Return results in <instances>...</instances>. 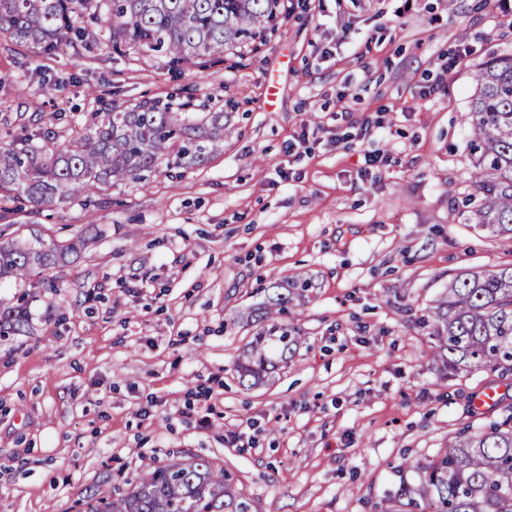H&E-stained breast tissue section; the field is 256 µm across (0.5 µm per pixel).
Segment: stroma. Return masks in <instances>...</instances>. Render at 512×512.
<instances>
[{
  "label": "stroma",
  "instance_id": "35a3bbf8",
  "mask_svg": "<svg viewBox=\"0 0 512 512\" xmlns=\"http://www.w3.org/2000/svg\"><path fill=\"white\" fill-rule=\"evenodd\" d=\"M285 4L258 52L205 68L115 54L99 25L78 57L0 40V146L24 126L66 143L105 101L224 113L202 166L32 218L10 202L1 236L76 250L23 289L30 332L0 341V512H77L196 457L230 471L254 512H372L404 459L512 413V374L443 376L419 324L457 275L512 267V238L448 219L479 178L474 73L512 56V14ZM296 273L311 281L290 293L302 339L242 385L249 318ZM487 389L494 404L475 410ZM236 430L249 447L227 441Z\"/></svg>",
  "mask_w": 512,
  "mask_h": 512
}]
</instances>
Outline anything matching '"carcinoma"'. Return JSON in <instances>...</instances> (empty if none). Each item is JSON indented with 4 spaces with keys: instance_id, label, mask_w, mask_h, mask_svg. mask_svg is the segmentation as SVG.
I'll use <instances>...</instances> for the list:
<instances>
[{
    "instance_id": "1",
    "label": "carcinoma",
    "mask_w": 512,
    "mask_h": 512,
    "mask_svg": "<svg viewBox=\"0 0 512 512\" xmlns=\"http://www.w3.org/2000/svg\"><path fill=\"white\" fill-rule=\"evenodd\" d=\"M277 0H0V39L19 47L64 52L84 41V24L108 25L112 49L202 68L261 36L277 17ZM467 119L480 178L466 199L470 220L491 237L512 236V58H493L475 71ZM188 101L159 100L95 113L86 131L63 147L39 142L21 128L0 147V203L22 195L29 214L73 202L116 181L145 180L163 168L204 164L224 136V113L191 112ZM64 249L0 240V279L21 286L52 268ZM288 296L258 308L260 332L239 357L240 379L266 372L272 356L287 357L301 336L283 320ZM28 300L0 304V341L29 328ZM421 322L446 369L487 366L512 371V267L457 276ZM400 480L375 512H512V414L487 428L467 426L435 458L405 461ZM85 512H251L226 470L204 458L146 470L121 497H86Z\"/></svg>"
}]
</instances>
